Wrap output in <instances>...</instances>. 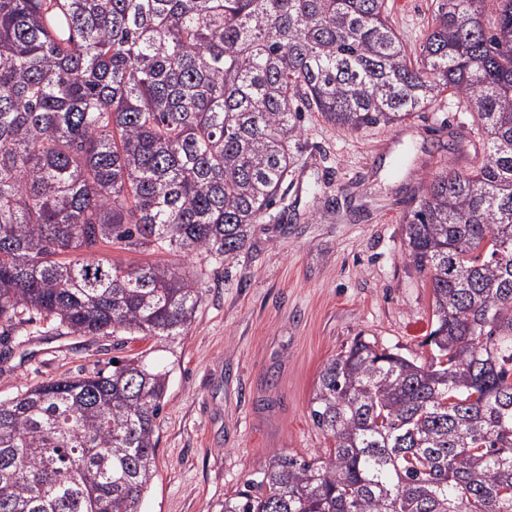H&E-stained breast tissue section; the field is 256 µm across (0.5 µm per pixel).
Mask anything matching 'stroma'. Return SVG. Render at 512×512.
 I'll list each match as a JSON object with an SVG mask.
<instances>
[{
	"instance_id": "1",
	"label": "stroma",
	"mask_w": 512,
	"mask_h": 512,
	"mask_svg": "<svg viewBox=\"0 0 512 512\" xmlns=\"http://www.w3.org/2000/svg\"><path fill=\"white\" fill-rule=\"evenodd\" d=\"M410 56L431 29L434 0H389ZM460 151L447 152L448 143ZM482 151L466 106L444 93L388 126L341 130L315 112L288 174L287 211L268 210L227 262L105 246L121 265L198 270L201 303L183 335L69 336L46 317L6 328L0 402L113 359L147 356L170 372L156 420V476L142 512H219L272 453L324 457L332 442L313 423L323 364L363 336L421 359L431 288L405 255V222L444 165L466 172Z\"/></svg>"
}]
</instances>
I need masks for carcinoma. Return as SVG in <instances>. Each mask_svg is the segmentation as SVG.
<instances>
[{
	"instance_id": "obj_1",
	"label": "carcinoma",
	"mask_w": 512,
	"mask_h": 512,
	"mask_svg": "<svg viewBox=\"0 0 512 512\" xmlns=\"http://www.w3.org/2000/svg\"><path fill=\"white\" fill-rule=\"evenodd\" d=\"M387 0H0V324L180 336L198 279L283 196L302 110L345 131L448 90L486 147L406 222L431 356L356 337L320 371L328 457L275 453L220 512H512V0H436L411 60ZM169 371L112 360L0 402V512H142Z\"/></svg>"
}]
</instances>
